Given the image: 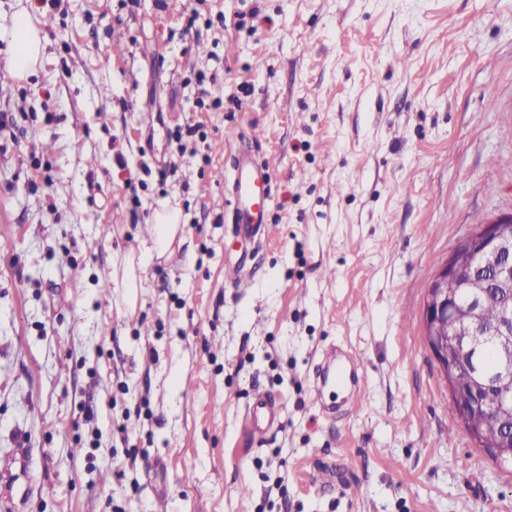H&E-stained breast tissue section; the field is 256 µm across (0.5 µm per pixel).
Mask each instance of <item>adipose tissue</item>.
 <instances>
[{"instance_id": "adipose-tissue-1", "label": "adipose tissue", "mask_w": 512, "mask_h": 512, "mask_svg": "<svg viewBox=\"0 0 512 512\" xmlns=\"http://www.w3.org/2000/svg\"><path fill=\"white\" fill-rule=\"evenodd\" d=\"M8 45L7 68L19 80H26L38 72L45 51L46 37L27 6H19L10 27L0 34ZM156 230L144 247L152 256L161 258L171 253L178 237L183 233L179 210L163 209L154 218Z\"/></svg>"}]
</instances>
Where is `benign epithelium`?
<instances>
[{
	"instance_id": "benign-epithelium-1",
	"label": "benign epithelium",
	"mask_w": 512,
	"mask_h": 512,
	"mask_svg": "<svg viewBox=\"0 0 512 512\" xmlns=\"http://www.w3.org/2000/svg\"><path fill=\"white\" fill-rule=\"evenodd\" d=\"M487 274L495 288L512 294V213L474 225L429 282L423 310L425 345L448 390L452 406L474 447L499 465L512 463V363L495 373L482 367V355L491 346H512V307H505L497 326L483 321L481 291L469 292V276ZM455 281L459 293L448 294ZM471 379L460 381L462 370ZM497 394L495 404H484L483 392Z\"/></svg>"
}]
</instances>
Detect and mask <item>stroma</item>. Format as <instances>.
Masks as SVG:
<instances>
[{
    "mask_svg": "<svg viewBox=\"0 0 512 512\" xmlns=\"http://www.w3.org/2000/svg\"><path fill=\"white\" fill-rule=\"evenodd\" d=\"M29 5L42 68L0 80V512H512L422 329L439 265L512 212V0ZM245 143L283 158L252 241ZM165 207L182 240L128 306ZM332 346L363 366L333 419ZM258 389L284 409L261 438Z\"/></svg>",
    "mask_w": 512,
    "mask_h": 512,
    "instance_id": "35a3bbf8",
    "label": "stroma"
}]
</instances>
